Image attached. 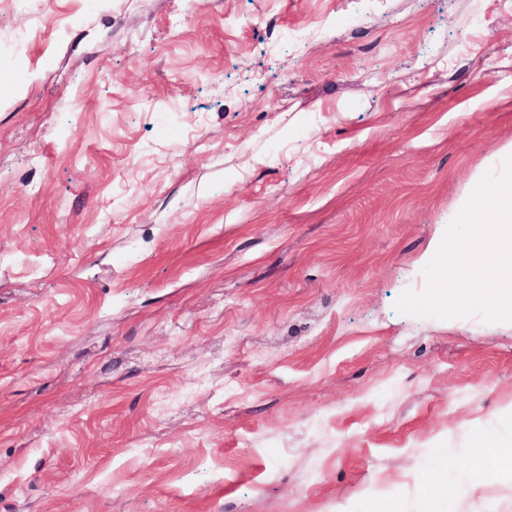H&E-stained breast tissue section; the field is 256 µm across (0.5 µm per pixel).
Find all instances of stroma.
<instances>
[{
  "label": "stroma",
  "mask_w": 512,
  "mask_h": 512,
  "mask_svg": "<svg viewBox=\"0 0 512 512\" xmlns=\"http://www.w3.org/2000/svg\"><path fill=\"white\" fill-rule=\"evenodd\" d=\"M511 148L512 0H0V512H448L512 323L394 304Z\"/></svg>",
  "instance_id": "1"
}]
</instances>
